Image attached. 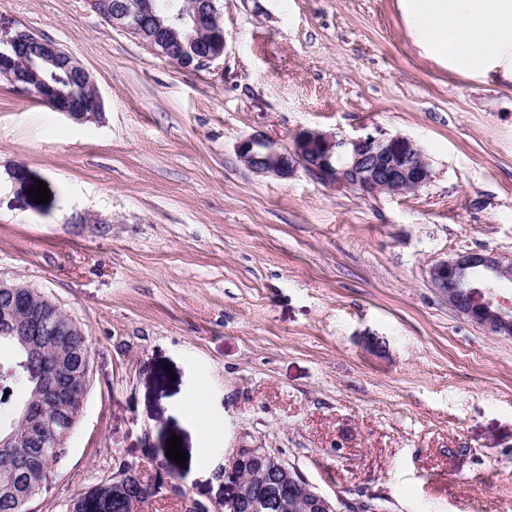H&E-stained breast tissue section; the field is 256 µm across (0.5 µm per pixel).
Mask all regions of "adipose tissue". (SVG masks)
<instances>
[{
	"label": "adipose tissue",
	"mask_w": 512,
	"mask_h": 512,
	"mask_svg": "<svg viewBox=\"0 0 512 512\" xmlns=\"http://www.w3.org/2000/svg\"><path fill=\"white\" fill-rule=\"evenodd\" d=\"M418 44L456 69L512 73V0H401Z\"/></svg>",
	"instance_id": "ef3b65f1"
}]
</instances>
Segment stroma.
<instances>
[{"label": "stroma", "mask_w": 512, "mask_h": 512, "mask_svg": "<svg viewBox=\"0 0 512 512\" xmlns=\"http://www.w3.org/2000/svg\"><path fill=\"white\" fill-rule=\"evenodd\" d=\"M217 6L223 56L184 69L87 0H0V33L55 41L105 105L76 123L0 78V278L52 298L91 353L33 512H69L122 464L183 490L144 512L222 504V468L201 471L182 412L201 384L225 455L268 449L316 491L383 512H512V337L429 281L467 250L512 262V77L423 51L400 0ZM302 129L407 136L433 178L365 196L237 156L251 134L287 146ZM172 435L186 463L168 458Z\"/></svg>", "instance_id": "stroma-1"}]
</instances>
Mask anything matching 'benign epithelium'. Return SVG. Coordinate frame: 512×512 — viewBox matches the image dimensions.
<instances>
[{
    "label": "benign epithelium",
    "instance_id": "obj_1",
    "mask_svg": "<svg viewBox=\"0 0 512 512\" xmlns=\"http://www.w3.org/2000/svg\"><path fill=\"white\" fill-rule=\"evenodd\" d=\"M189 26L183 33L164 25L158 16V0H116L112 4L109 22L135 35H149L152 50L160 57L181 50L182 67H206L224 55L226 37L218 10L200 7L197 0L186 9ZM11 52L0 53V74L11 79L21 77L27 91L36 93L56 112L75 122L96 119L104 111L97 93L68 98L62 101L56 88L33 68L24 55L34 49L39 59L55 69L82 76L83 83L92 84L89 72L70 53L55 42L16 30L0 37V43ZM237 155L250 170L262 176L281 179L292 177L302 168L317 181L339 189H353L364 195L379 192L414 194L432 179L429 159L414 140L402 135L390 137L346 136L313 130L297 132L287 147L279 146L268 137L256 133L241 139ZM435 290L448 297V306L473 324L495 336L512 335V300L507 289L512 287V267L482 250H471L441 260L429 270ZM57 304L49 297L35 310L28 321L11 318L13 307H0L3 320L0 328L19 337L28 350L39 349L35 336L43 335L41 327L52 321ZM57 404L79 396L85 399L88 386L73 393L70 386L52 383ZM29 430L40 432L50 417L31 408L23 410ZM246 460L254 461L249 481L241 482L235 474ZM224 484L231 493L220 505L222 512H238L244 501L254 494H263L272 486L302 487L307 495L310 512H377L368 502L353 503L343 497L331 498L311 489L299 470L264 448H239L224 464Z\"/></svg>",
    "mask_w": 512,
    "mask_h": 512
}]
</instances>
